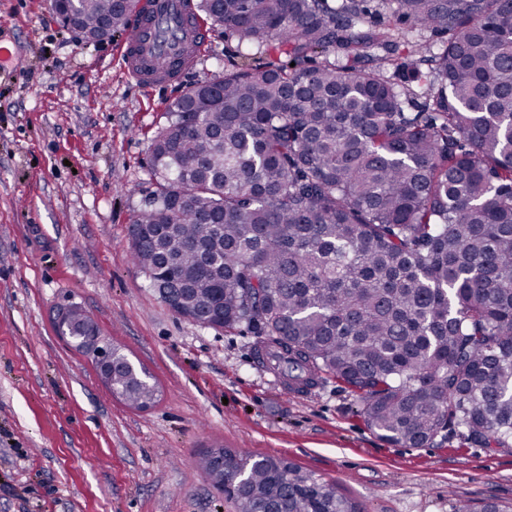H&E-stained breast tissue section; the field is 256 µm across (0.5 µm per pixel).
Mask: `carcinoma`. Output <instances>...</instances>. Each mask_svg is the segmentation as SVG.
Instances as JSON below:
<instances>
[{"label":"carcinoma","instance_id":"cac0c4a2","mask_svg":"<svg viewBox=\"0 0 512 512\" xmlns=\"http://www.w3.org/2000/svg\"><path fill=\"white\" fill-rule=\"evenodd\" d=\"M197 0L267 56L192 86L150 143L132 262L177 314L245 327L290 389L324 376L392 445L448 428L512 446V0ZM133 5L80 0L85 39ZM411 24L440 38L423 51ZM332 53L333 62L316 63ZM112 349V393L152 401ZM239 512H358L337 487L224 452ZM245 479L238 478L239 471Z\"/></svg>","mask_w":512,"mask_h":512}]
</instances>
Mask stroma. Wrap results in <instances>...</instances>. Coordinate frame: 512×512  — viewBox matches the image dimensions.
I'll list each match as a JSON object with an SVG mask.
<instances>
[{"label":"stroma","instance_id":"obj_1","mask_svg":"<svg viewBox=\"0 0 512 512\" xmlns=\"http://www.w3.org/2000/svg\"><path fill=\"white\" fill-rule=\"evenodd\" d=\"M0 41L27 57L20 73L0 65V512H238L202 466L215 448L295 464L358 512L512 504V450L452 431L394 446L331 377L284 397L255 336L177 315L132 263L166 106L264 54L242 59L214 28L184 79L145 89L120 64L123 35L78 41L50 0H0ZM71 304L150 373L153 403L113 396L57 335Z\"/></svg>","mask_w":512,"mask_h":512}]
</instances>
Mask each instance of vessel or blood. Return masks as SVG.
<instances>
[{
  "instance_id": "obj_1",
  "label": "vessel or blood",
  "mask_w": 512,
  "mask_h": 512,
  "mask_svg": "<svg viewBox=\"0 0 512 512\" xmlns=\"http://www.w3.org/2000/svg\"><path fill=\"white\" fill-rule=\"evenodd\" d=\"M207 43V28L192 0H138L120 60L138 83L167 84L192 66Z\"/></svg>"
}]
</instances>
